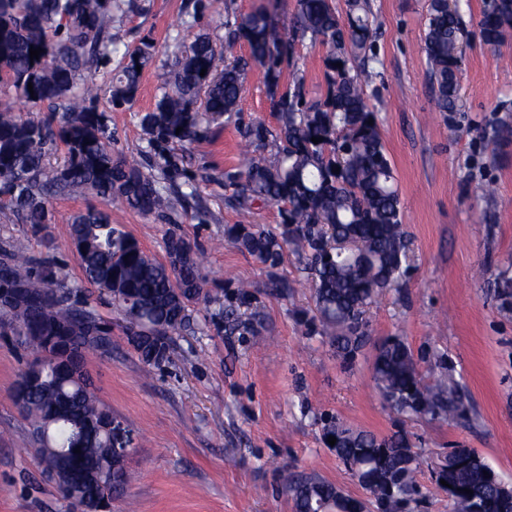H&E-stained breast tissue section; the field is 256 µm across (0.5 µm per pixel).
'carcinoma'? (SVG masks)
<instances>
[{"label":"carcinoma","mask_w":512,"mask_h":512,"mask_svg":"<svg viewBox=\"0 0 512 512\" xmlns=\"http://www.w3.org/2000/svg\"><path fill=\"white\" fill-rule=\"evenodd\" d=\"M135 7V0H0V218L36 230L55 223L52 200L92 194L163 224L180 223V209L198 189L175 147L232 119L246 72L258 67L276 125H240L246 153L240 169L224 171V199L244 217L259 203L277 205L280 231H256L242 221L224 228V240L270 269L289 249L312 288L309 327L320 328L342 362L353 364L369 341L367 310L380 294L402 287L411 269L400 192L378 109L370 103L377 97L371 83L378 62L370 0H346L343 16L333 0H296L287 34L264 8L241 15L226 0H197L194 13L209 12L224 42L208 33L175 39L155 106L139 119L146 146L116 156V135L99 102L114 109L131 105L137 67L157 54L150 39L123 50L112 35ZM477 27L483 44L507 43L512 0H485ZM464 34L459 3L429 0L423 52L437 110L446 117L461 111ZM305 39L324 49L325 90L315 100L306 97L305 73L294 57L295 43ZM241 42L249 47L247 58L233 55ZM32 47L43 49L39 58L30 59ZM18 102L31 111L46 108L48 115L26 117L16 110ZM313 137L323 141L315 144ZM59 145L64 158L52 167L46 157ZM67 224L83 274L79 282L59 264L31 265L13 245L0 246V297L12 300L0 304V331L22 337L38 355L52 352L69 361L55 372L34 358L19 375L14 398L43 472L68 474V483L99 502L120 489L126 471L125 461L114 459L110 482L98 480L111 454L110 410L97 399L85 360L90 353L112 355L115 341L112 323L88 301L85 285L117 305L129 343L149 368L171 361V336L189 323L193 304L211 298L199 257L183 237L169 235L162 262L96 207L71 215ZM505 275L497 273V288L508 312L512 281ZM422 362L429 364L426 374ZM371 371L381 400L399 416L478 422L466 385L436 345L416 355L400 337H389L376 349ZM319 421L323 438H336L330 449L344 466L358 464L364 475L389 481L384 498L364 500L365 512H414L424 456L407 434L379 437L333 415ZM442 479L450 512H512V503L498 498V474L484 460L452 448L435 475V482ZM286 482L295 512L332 510L330 499L341 492L316 475L289 474Z\"/></svg>","instance_id":"cac0c4a2"}]
</instances>
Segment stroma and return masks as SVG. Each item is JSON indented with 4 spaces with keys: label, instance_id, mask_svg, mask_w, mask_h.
<instances>
[{
    "label": "stroma",
    "instance_id": "stroma-1",
    "mask_svg": "<svg viewBox=\"0 0 512 512\" xmlns=\"http://www.w3.org/2000/svg\"><path fill=\"white\" fill-rule=\"evenodd\" d=\"M188 2L136 0V10L112 30L121 43L133 47L148 38L157 49L131 107L109 115L123 151L145 144L139 117L154 106L162 62L173 50L170 37ZM372 4L379 130L411 239L405 284L370 309L371 344L352 367H343L302 321L313 302L294 256L285 254L272 270L224 242L225 225L238 223L239 215L225 205L221 181L240 163V134L231 124L211 126L182 151L201 203L213 215L209 223L188 214L181 223L162 224L127 208L109 209L113 223L157 260L165 258L170 233L188 240L203 257L213 299L193 307L189 325L172 336L170 363L152 371L129 344L122 316L107 299H91L111 321L117 347L107 357L88 356L85 369L100 401L133 439L127 481L112 512H294L282 481L286 471L314 474L363 496L323 441L322 413L380 436L405 427L426 459L418 476L425 496L420 512H450L432 468L454 446L475 450L512 483V312L500 310L493 284L476 275L484 266H512V137L495 144L485 137L494 124L512 126V66L498 60L512 55V42L498 52L484 46L477 35L483 0H460L467 32L462 108L447 121L435 110L422 51L428 0ZM239 109L244 121L275 125L259 69L247 72ZM485 182L495 184L494 198L479 194ZM95 202L91 195L55 199L58 223L38 231L0 224V243H14L30 260H54L81 280L66 220ZM274 274L286 277L287 287H270ZM240 283L250 287L245 304L238 299ZM229 307L238 315L232 325L224 317ZM389 336L416 352L438 341L470 392L476 427L402 422L383 405L370 366L374 344ZM33 357L14 337L0 336V512H76L44 476L13 402L14 385Z\"/></svg>",
    "mask_w": 512,
    "mask_h": 512
}]
</instances>
